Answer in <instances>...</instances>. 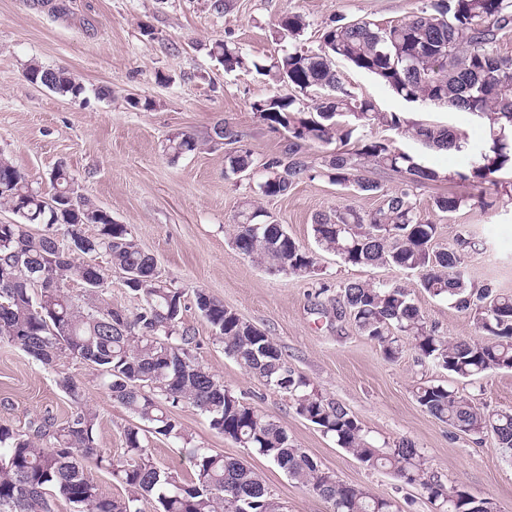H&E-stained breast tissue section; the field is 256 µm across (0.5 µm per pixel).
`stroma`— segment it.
I'll return each mask as SVG.
<instances>
[{
  "mask_svg": "<svg viewBox=\"0 0 512 512\" xmlns=\"http://www.w3.org/2000/svg\"><path fill=\"white\" fill-rule=\"evenodd\" d=\"M422 2L224 0L217 10L214 0H71L69 15L57 18L36 0H0V154L47 195L51 171L65 164L78 194L95 200L116 223L130 225L162 278L185 291L182 322L195 331L197 362L282 425L295 445L340 481L395 499L401 512H433L420 487L361 464L297 415L286 396L269 390L226 354L195 306V290L264 330L289 366L346 406L376 442L410 439L445 486H464L475 497L492 499L498 512H512V462L500 455L492 438L456 432L424 411L412 393L414 385L429 381L455 387L480 405L512 408V371H496L470 384L421 360L408 340L392 362L349 318L336 315V297L346 281L412 286L416 273L345 265L317 252L316 273L289 275L252 262L229 241L235 216L247 202L265 209L308 250L315 247L310 226L317 214L343 205L360 211L378 207V195L336 186L319 175L298 183L288 196L263 197L256 181L226 175V156L236 145L260 159L288 147L287 134L270 128L251 109L255 100L286 92L284 85L258 74L256 65L272 66L296 48L317 49L320 31L330 20L394 23L409 19ZM286 12L306 19L300 37L281 34L278 23ZM219 41L236 45L240 67L226 70L212 56ZM33 61L70 70L83 93L64 96L28 81L25 71ZM336 69L352 95L372 99L381 111L399 113L411 123L453 127L475 145L484 141L485 126L469 113L404 101L342 60ZM145 100L151 109L142 108ZM220 122L236 132L237 144L213 139ZM178 133L193 135L202 149L171 158L164 147ZM371 134L434 169L451 173L463 165L460 156L432 151L410 135L381 126ZM484 190L495 197L494 208L465 206L449 216L434 211L435 198L467 194L469 186L430 182L417 189L416 199L421 213L439 226L438 246L451 245L461 227L471 230L476 246L466 266L472 283L491 282L512 292V184H488ZM413 298L441 335L477 338L472 319L450 302L419 290ZM61 375L82 386L84 405L96 412L94 437L101 453L122 458L130 415L112 400L95 367L68 355L46 368L0 342V425L24 431L43 417L63 424L75 406L56 383ZM176 414L194 446L249 458L285 512H332L328 502L269 461L248 456L245 448L212 430L192 406H179ZM148 446L156 466L193 479V465L181 445L152 436Z\"/></svg>",
  "mask_w": 512,
  "mask_h": 512,
  "instance_id": "35a3bbf8",
  "label": "stroma"
}]
</instances>
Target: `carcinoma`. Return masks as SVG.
I'll return each instance as SVG.
<instances>
[{"label": "carcinoma", "mask_w": 512, "mask_h": 512, "mask_svg": "<svg viewBox=\"0 0 512 512\" xmlns=\"http://www.w3.org/2000/svg\"><path fill=\"white\" fill-rule=\"evenodd\" d=\"M306 27L297 14L287 12L280 20V28L292 38ZM511 32L512 0H428L409 19L395 24L334 20L323 27L318 50L296 49L273 65L287 87L323 90L324 97L307 111L297 107L290 94L251 103L252 111L271 128L288 132V149L258 159L241 148L228 157L226 171L236 177L254 173L262 196L284 197L309 176L304 146L355 141L351 150L326 153L323 174L345 189L378 194L380 205L369 212L345 206L332 215L317 216L311 231L318 248L346 265L417 273L415 287L472 317L483 339L440 335L426 321L411 290L389 283H344L341 313L349 315L361 335L377 343L387 360L400 357V338L405 336L421 358L465 380L512 370V292L492 283L477 287L470 281L465 258L475 242L469 231H461L447 248L434 247L438 225L419 212L414 190L444 175L358 130L381 124L408 133L429 148L461 155L463 168L453 178L463 184L478 186L493 181L496 174L512 173V57L498 51L500 40ZM211 52L227 70L242 64L238 50L226 42L215 43ZM337 58L374 75L405 101L447 106L485 120L486 141L476 147L457 129L409 125L396 113L379 111L372 100L355 97L343 87L334 66ZM26 75L62 95L76 97L84 90L66 68L34 62ZM199 149L200 142L186 133L166 143L174 158ZM368 164L399 173L402 186L381 187L365 174ZM51 180L56 197L72 193L65 165L55 168ZM467 203L483 210L494 206L483 193L448 194L434 199V209L450 214ZM0 210L17 217V223L0 226V341L48 368L63 354L90 363L102 372L112 399L134 421L125 432L123 459L115 462L103 456L93 436L97 416L82 405L81 385L69 376L60 377L58 386L76 405L69 420L57 425L45 419L24 432L0 426V512H52L51 499L59 497L84 512H142L139 503L147 498L155 500L158 512H282L252 467L192 446L172 411L181 403L197 409L217 433L330 502L333 512H399L393 499L339 481L295 446L284 427L195 362L194 337L181 321L184 293L161 278L129 225L114 222L84 196L71 209L51 212L46 197L33 190L5 156H0ZM31 224L43 225V232L30 233ZM55 224L65 225L70 242L79 240L82 247L69 251L58 240ZM85 224L96 225L97 233L85 235ZM231 243L242 255L278 272H315L314 256L283 225L268 222L259 207L240 211ZM100 253L108 257V266L100 269V290L108 288L113 269L137 277L131 291L140 295L142 304L134 315L101 295L79 304L64 290L67 282H83L93 275L86 259ZM195 305L225 353L269 389L288 397L295 413L337 447L370 468H386L404 484L420 487L434 512H484V499L463 487L445 488L411 440L376 446L345 407L288 367L283 351L264 331L202 290L195 292ZM413 396L450 428L478 438L490 435L497 449L512 457V410L480 408L443 384H420ZM144 432L186 448L194 479L182 482L158 468ZM45 441L52 447H43ZM82 458H94L109 470L125 496L99 492L85 476Z\"/></svg>", "instance_id": "carcinoma-1"}]
</instances>
